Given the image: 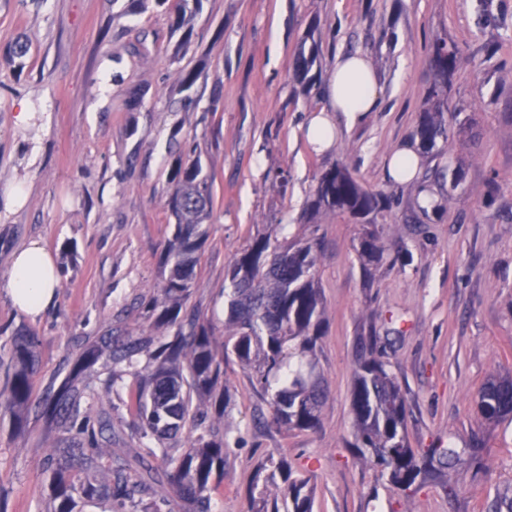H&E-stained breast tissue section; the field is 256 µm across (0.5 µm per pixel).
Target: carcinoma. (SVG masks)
Returning <instances> with one entry per match:
<instances>
[{"label":"carcinoma","instance_id":"cac0c4a2","mask_svg":"<svg viewBox=\"0 0 512 512\" xmlns=\"http://www.w3.org/2000/svg\"><path fill=\"white\" fill-rule=\"evenodd\" d=\"M433 61L449 75L463 62L455 45L437 44ZM420 140L435 143L445 134L439 113L427 112L419 125ZM174 190L168 207L177 232L165 249L167 270L161 299L147 304L148 330L125 336L109 330L80 352L71 375L39 401L35 417L65 435L42 464L51 491L49 512H77L80 502L114 501L120 512H161L162 503H144L153 485L165 484L188 503L190 512H210L212 480L224 476V366L237 364L254 374L275 424L289 430L315 431L327 393L314 375L315 351L322 336L324 306L315 288V232L282 244L271 236L253 238L237 253L227 270L228 317L224 335L216 338L197 314L185 316L183 305L196 283L197 257L206 234L203 223L212 204L211 180L198 160L179 155L171 164ZM380 192L363 189L345 169H331L320 178L313 207L366 216L385 208ZM364 265L384 258L381 232H366L361 247ZM36 337L11 338L12 369L8 409L22 428L31 403L29 379L34 371ZM146 360H141V357ZM103 363L100 380L105 394L122 375L135 378V420L139 439L155 445L162 472L137 459L112 460V415L89 411L98 392L79 386L75 378ZM482 418L497 422L512 415V379L489 380L480 389ZM351 443L359 459L393 486L407 490L418 478L459 459L453 445L417 454L407 440L406 405L397 377L379 359L359 363L351 399ZM186 431L190 447L181 452L168 440ZM250 512H313L314 487L286 460L270 455L258 461L248 483Z\"/></svg>","mask_w":512,"mask_h":512}]
</instances>
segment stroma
I'll return each mask as SVG.
<instances>
[{
	"mask_svg": "<svg viewBox=\"0 0 512 512\" xmlns=\"http://www.w3.org/2000/svg\"><path fill=\"white\" fill-rule=\"evenodd\" d=\"M178 8L0 0V281L11 253L33 239L60 273L53 304L35 319L0 288V344L21 327L39 338L32 401L67 376L77 337L148 327L145 306L175 233L169 150L190 147L213 205L189 307L222 336L228 263L279 225L292 236L312 225L326 317L319 429L275 426L247 375L226 368L230 432L212 512H249L248 480L268 455L310 476L315 512H512V418L488 423L477 407L489 378H512V0H201L189 32L174 24ZM438 42L466 58L446 77L432 61ZM349 52L375 67L379 106L320 153L306 128L328 108V74ZM191 69L199 77L181 91ZM434 103L447 136L423 150L416 183L397 184L387 160L419 145ZM338 166L388 207L365 219L313 212L320 176ZM367 222L381 225L388 259L366 272ZM369 357L399 381L411 448L462 451L404 491L348 447L354 372ZM92 406L112 412L113 455L156 464L126 392ZM57 439L33 419L15 430L0 409V512H48L41 465Z\"/></svg>",
	"mask_w": 512,
	"mask_h": 512,
	"instance_id": "35a3bbf8",
	"label": "stroma"
}]
</instances>
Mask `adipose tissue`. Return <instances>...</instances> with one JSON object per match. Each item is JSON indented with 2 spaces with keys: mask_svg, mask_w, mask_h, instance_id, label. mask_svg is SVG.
I'll use <instances>...</instances> for the list:
<instances>
[{
  "mask_svg": "<svg viewBox=\"0 0 512 512\" xmlns=\"http://www.w3.org/2000/svg\"><path fill=\"white\" fill-rule=\"evenodd\" d=\"M326 96L333 112L341 114L349 127L376 111L377 77L364 55L338 56L326 83ZM341 126L329 117L316 115L308 126L307 138L315 150H328L337 145ZM59 286L54 258L40 241H30L13 253L4 287L17 310L33 319L39 317L53 303Z\"/></svg>",
  "mask_w": 512,
  "mask_h": 512,
  "instance_id": "adipose-tissue-1",
  "label": "adipose tissue"
}]
</instances>
